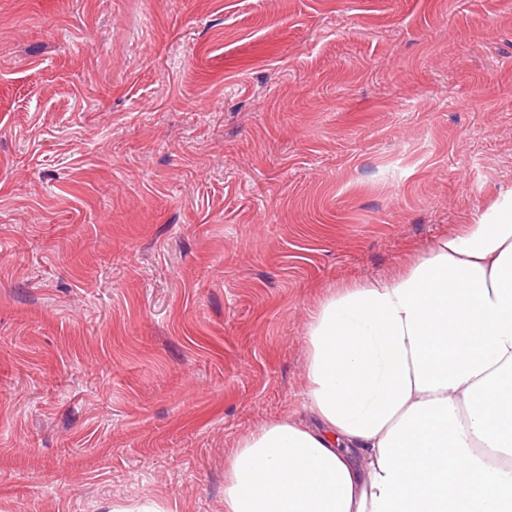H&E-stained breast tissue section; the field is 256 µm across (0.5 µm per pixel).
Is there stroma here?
<instances>
[{
  "mask_svg": "<svg viewBox=\"0 0 512 512\" xmlns=\"http://www.w3.org/2000/svg\"><path fill=\"white\" fill-rule=\"evenodd\" d=\"M512 189V0H0V512H224L305 331Z\"/></svg>",
  "mask_w": 512,
  "mask_h": 512,
  "instance_id": "1",
  "label": "stroma"
}]
</instances>
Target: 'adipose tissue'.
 I'll list each match as a JSON object with an SVG mask.
<instances>
[{"mask_svg": "<svg viewBox=\"0 0 512 512\" xmlns=\"http://www.w3.org/2000/svg\"><path fill=\"white\" fill-rule=\"evenodd\" d=\"M305 343V414L237 441L224 512H512V190Z\"/></svg>", "mask_w": 512, "mask_h": 512, "instance_id": "obj_1", "label": "adipose tissue"}]
</instances>
